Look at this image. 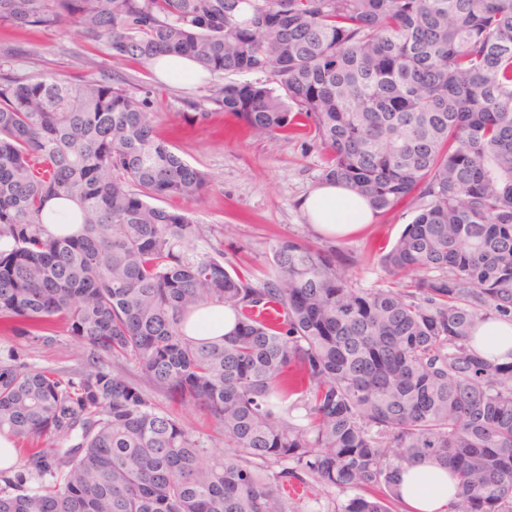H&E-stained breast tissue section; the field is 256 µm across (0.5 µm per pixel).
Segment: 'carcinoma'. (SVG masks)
I'll use <instances>...</instances> for the list:
<instances>
[{
  "instance_id": "obj_1",
  "label": "carcinoma",
  "mask_w": 512,
  "mask_h": 512,
  "mask_svg": "<svg viewBox=\"0 0 512 512\" xmlns=\"http://www.w3.org/2000/svg\"><path fill=\"white\" fill-rule=\"evenodd\" d=\"M5 21L69 26L145 66L262 73L215 102L257 137H308L323 180L375 213L416 215L380 258L406 285L357 288L293 239L257 285L186 254L199 225L152 204L211 177L156 136L146 100L110 78L0 73V326L48 342L60 324L89 352L67 379L0 362V433L67 441L0 475V512H287L288 485L345 495L334 512H394L422 460L458 480L445 512H512V363L473 347L512 320V0H0ZM268 303L281 321L254 316ZM206 306L234 331L187 335ZM105 355L205 411L224 450Z\"/></svg>"
}]
</instances>
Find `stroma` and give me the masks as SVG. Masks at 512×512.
I'll list each match as a JSON object with an SVG mask.
<instances>
[{
	"mask_svg": "<svg viewBox=\"0 0 512 512\" xmlns=\"http://www.w3.org/2000/svg\"><path fill=\"white\" fill-rule=\"evenodd\" d=\"M7 72L61 75L73 80L108 74L130 95L146 99L155 130L169 148L214 179L202 196L162 202L164 208L185 213L201 226L202 234L190 247V255L223 250L226 267L263 283L277 275L272 260L276 243L292 238L335 248L357 287L402 284V277L382 267L380 256L411 221V210L399 205L378 216L365 230L343 239L320 237L298 202L321 183L324 154L300 138L253 137L242 120L225 115L215 103L221 79L206 74L192 84L168 83L152 68L112 58L104 44L71 28L29 30L0 24V73ZM85 358L84 348L62 333L46 343L0 332V361L15 359L66 378L82 368ZM153 399L160 408L174 411L207 447L223 448V436L199 411L174 407L160 393Z\"/></svg>",
	"mask_w": 512,
	"mask_h": 512,
	"instance_id": "stroma-1",
	"label": "stroma"
}]
</instances>
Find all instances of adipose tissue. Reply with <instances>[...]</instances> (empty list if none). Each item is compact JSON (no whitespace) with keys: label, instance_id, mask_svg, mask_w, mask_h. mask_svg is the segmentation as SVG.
I'll return each mask as SVG.
<instances>
[{"label":"adipose tissue","instance_id":"ef3b65f1","mask_svg":"<svg viewBox=\"0 0 512 512\" xmlns=\"http://www.w3.org/2000/svg\"><path fill=\"white\" fill-rule=\"evenodd\" d=\"M299 208L318 234L341 238L371 224L374 213L366 199L348 187L328 182L311 189ZM475 348L487 359L512 361V322L491 320L478 332ZM400 489L411 512H443L457 492V480L444 468L417 463L400 475Z\"/></svg>","mask_w":512,"mask_h":512}]
</instances>
